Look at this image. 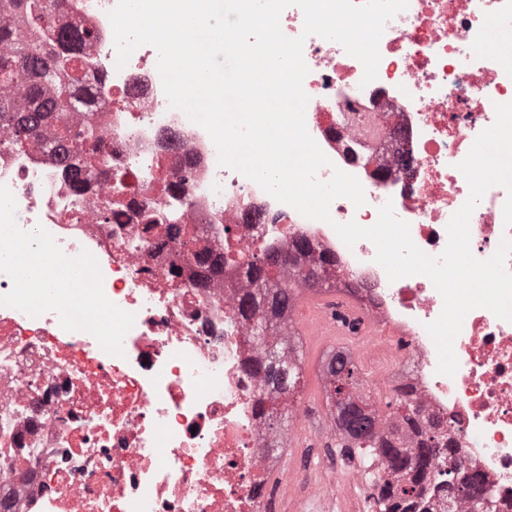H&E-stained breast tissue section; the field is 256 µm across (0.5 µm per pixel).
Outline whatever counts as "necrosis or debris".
Segmentation results:
<instances>
[{
	"label": "necrosis or debris",
	"mask_w": 512,
	"mask_h": 512,
	"mask_svg": "<svg viewBox=\"0 0 512 512\" xmlns=\"http://www.w3.org/2000/svg\"><path fill=\"white\" fill-rule=\"evenodd\" d=\"M117 0H52L60 28L91 31L80 53L88 106L64 115L100 126L96 177L79 183L51 142L55 120L17 145L0 128V499L8 512H256L274 451L289 435L266 416L284 403L254 374L267 360L239 314L254 257L293 250L303 265L332 261L375 328L364 348L373 383L410 392L423 423L451 433L441 468L478 474L493 512H512V322L471 310L454 341V376L437 371L426 330L443 299L432 281H389L366 239L346 246L333 229L369 227L383 205L408 222L414 244L442 253L446 227L469 196L457 165L512 102V59L493 43L512 29V0H408L385 26L377 78L338 42L304 36L287 7L283 33L304 37L303 88L311 137L334 169L362 184V206H330L311 220L257 183L222 167L208 132L171 107L143 45L124 67L109 13ZM374 126L380 138L363 143ZM411 159L402 169L400 159ZM503 187L470 217V249L490 258L505 226ZM196 229L200 260L177 261L173 227ZM323 512H350L348 482L328 490L296 471Z\"/></svg>",
	"instance_id": "necrosis-or-debris-1"
}]
</instances>
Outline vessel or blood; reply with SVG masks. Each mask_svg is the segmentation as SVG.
Instances as JSON below:
<instances>
[{
  "label": "vessel or blood",
  "mask_w": 512,
  "mask_h": 512,
  "mask_svg": "<svg viewBox=\"0 0 512 512\" xmlns=\"http://www.w3.org/2000/svg\"><path fill=\"white\" fill-rule=\"evenodd\" d=\"M302 304L304 315L296 321L295 329L303 335L320 339L346 336L351 332L352 322L359 319L354 303L339 302L323 294L305 296Z\"/></svg>",
  "instance_id": "obj_1"
}]
</instances>
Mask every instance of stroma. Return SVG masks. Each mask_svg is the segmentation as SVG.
<instances>
[{
	"label": "stroma",
	"instance_id": "35a3bbf8",
	"mask_svg": "<svg viewBox=\"0 0 512 512\" xmlns=\"http://www.w3.org/2000/svg\"><path fill=\"white\" fill-rule=\"evenodd\" d=\"M299 344L303 351L301 393L295 404V417L284 424L285 429L296 431L297 441L293 447L281 449L282 469L268 472L261 510L304 512L300 499L285 500L281 497L280 484L285 478L283 469L288 466L303 470L309 479L323 483L331 481L334 469H341L359 483L364 501L363 512H374L367 463L349 461L337 448L335 441L319 437L320 431L332 424L333 418L318 374L328 357L336 351L348 349L349 341L338 338L318 345L312 343L309 337L303 336L300 337Z\"/></svg>",
	"mask_w": 512,
	"mask_h": 512
}]
</instances>
